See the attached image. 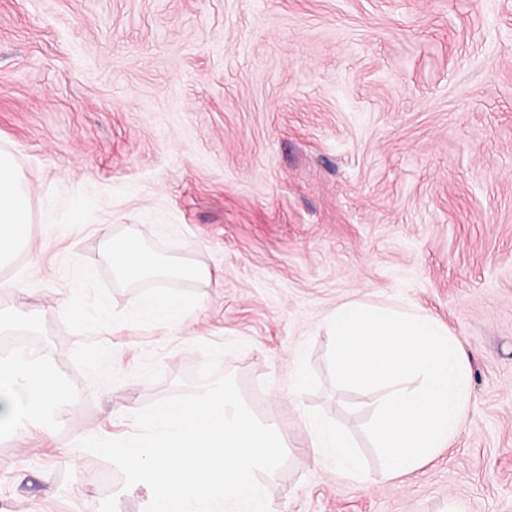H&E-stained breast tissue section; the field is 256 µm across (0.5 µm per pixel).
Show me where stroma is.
<instances>
[{"label":"stroma","instance_id":"1","mask_svg":"<svg viewBox=\"0 0 512 512\" xmlns=\"http://www.w3.org/2000/svg\"><path fill=\"white\" fill-rule=\"evenodd\" d=\"M0 150L34 243L0 280L37 310L0 357L22 337L78 396L53 438L0 436V512H141L77 442L134 433L118 409L190 387L204 342L242 343L221 367L290 445L268 512H512V0H0ZM102 224L210 280L117 277ZM156 292L180 321L138 317ZM351 300L431 315L469 361L459 434L393 479L374 392L330 376ZM307 415L346 425L365 485L308 454Z\"/></svg>","mask_w":512,"mask_h":512}]
</instances>
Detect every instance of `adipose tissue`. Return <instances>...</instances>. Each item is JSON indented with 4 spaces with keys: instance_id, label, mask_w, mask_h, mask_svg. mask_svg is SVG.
<instances>
[{
    "instance_id": "ef3b65f1",
    "label": "adipose tissue",
    "mask_w": 512,
    "mask_h": 512,
    "mask_svg": "<svg viewBox=\"0 0 512 512\" xmlns=\"http://www.w3.org/2000/svg\"><path fill=\"white\" fill-rule=\"evenodd\" d=\"M31 195L21 169L0 152V267L23 247L30 246ZM106 258L113 272L127 280L166 273L203 280L207 269L180 262L160 268L144 245L137 226L124 235L107 237ZM64 393L59 376L47 362L23 356L0 358V435L28 427L38 435L54 437L62 419L51 407ZM314 461H332L348 478L363 484L367 476L344 432L334 425L305 419Z\"/></svg>"
}]
</instances>
